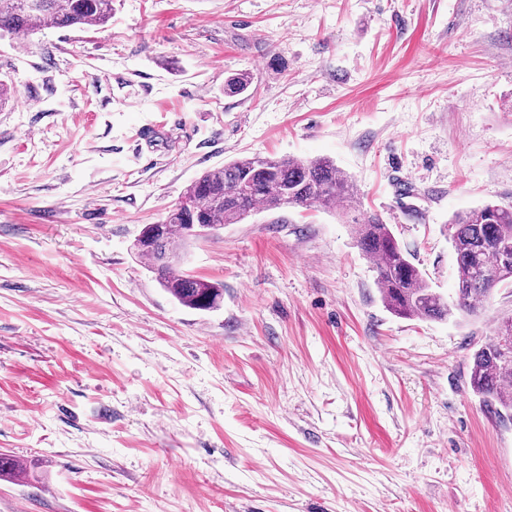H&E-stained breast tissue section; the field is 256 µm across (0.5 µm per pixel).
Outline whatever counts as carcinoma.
Wrapping results in <instances>:
<instances>
[{"mask_svg": "<svg viewBox=\"0 0 512 512\" xmlns=\"http://www.w3.org/2000/svg\"><path fill=\"white\" fill-rule=\"evenodd\" d=\"M114 0H0V32L13 36L70 26H102ZM286 207L356 210L351 176L327 158L252 155L207 171L184 190L176 208L153 228L152 244L137 253L180 305L199 311L220 306L222 285L180 269V247L193 239L186 225L213 231L239 224L257 211ZM356 242L374 262L385 307L404 319L445 321L460 312L477 316L495 289L512 284V207L487 202L453 215L456 303L436 292L413 263L390 225L373 212L353 218ZM470 387L499 421L512 420V332L496 334L471 355Z\"/></svg>", "mask_w": 512, "mask_h": 512, "instance_id": "1", "label": "carcinoma"}]
</instances>
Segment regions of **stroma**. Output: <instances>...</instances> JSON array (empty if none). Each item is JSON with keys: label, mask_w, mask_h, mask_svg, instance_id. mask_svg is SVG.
<instances>
[{"label": "stroma", "mask_w": 512, "mask_h": 512, "mask_svg": "<svg viewBox=\"0 0 512 512\" xmlns=\"http://www.w3.org/2000/svg\"><path fill=\"white\" fill-rule=\"evenodd\" d=\"M3 75L0 512H512V421L469 385L512 287L396 317L320 207L191 241L211 312L131 249L207 170L324 156L455 300L453 214L512 205V0H115L0 38Z\"/></svg>", "instance_id": "35a3bbf8"}]
</instances>
